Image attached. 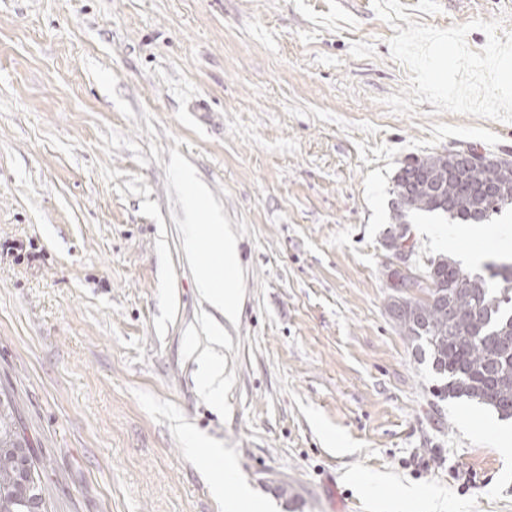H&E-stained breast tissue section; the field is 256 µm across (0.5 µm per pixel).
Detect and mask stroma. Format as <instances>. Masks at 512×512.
I'll list each match as a JSON object with an SVG mask.
<instances>
[{
  "instance_id": "obj_1",
  "label": "stroma",
  "mask_w": 512,
  "mask_h": 512,
  "mask_svg": "<svg viewBox=\"0 0 512 512\" xmlns=\"http://www.w3.org/2000/svg\"><path fill=\"white\" fill-rule=\"evenodd\" d=\"M401 2L512 32V0ZM394 35L372 0H0V398L51 512H224L242 486L267 512H394L403 487L428 512H512V423L436 396L388 312L386 246L406 158L512 160V122L390 111L409 86ZM177 160L238 244L218 406ZM408 221L418 268L470 247L475 272L512 262L510 208ZM190 431L236 467L223 499ZM206 372L201 382V388L212 400H220L224 394V370L213 359H205Z\"/></svg>"
}]
</instances>
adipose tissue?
Returning a JSON list of instances; mask_svg holds the SVG:
<instances>
[{"label":"adipose tissue","instance_id":"obj_1","mask_svg":"<svg viewBox=\"0 0 512 512\" xmlns=\"http://www.w3.org/2000/svg\"><path fill=\"white\" fill-rule=\"evenodd\" d=\"M185 234L187 246L199 261L197 288L200 294L226 322H234L238 314L236 241L215 215L205 224H187ZM217 241L223 242L224 248L213 258L208 249Z\"/></svg>","mask_w":512,"mask_h":512}]
</instances>
